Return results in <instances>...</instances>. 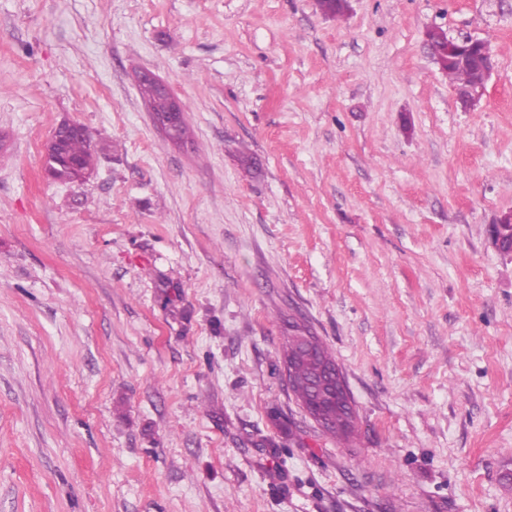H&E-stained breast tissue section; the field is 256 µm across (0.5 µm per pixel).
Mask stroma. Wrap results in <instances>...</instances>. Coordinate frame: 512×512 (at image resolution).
Segmentation results:
<instances>
[{
	"instance_id": "stroma-1",
	"label": "stroma",
	"mask_w": 512,
	"mask_h": 512,
	"mask_svg": "<svg viewBox=\"0 0 512 512\" xmlns=\"http://www.w3.org/2000/svg\"><path fill=\"white\" fill-rule=\"evenodd\" d=\"M435 27L495 56L472 109ZM507 212L512 0H0V512H512ZM296 320L349 439L282 376ZM137 83H150L157 93L169 97L170 107L168 112L161 115L152 114L153 121L164 133L173 140H179L177 135L178 127L184 117V105L178 100L153 72L142 70L137 74ZM82 125L76 121H68L56 129L55 133L62 131L65 134H76L80 132ZM66 136L63 140L55 136L51 138L46 146V171L53 180L71 181L78 175L77 172L64 166L61 161L63 158H74L82 162V169L90 171L93 168V153L90 148L88 135L83 132L76 136ZM323 413L328 421L321 426L323 430L336 437L347 438L353 432V418L347 413H340L336 405L330 401L324 405ZM339 431V434H336Z\"/></svg>"
}]
</instances>
